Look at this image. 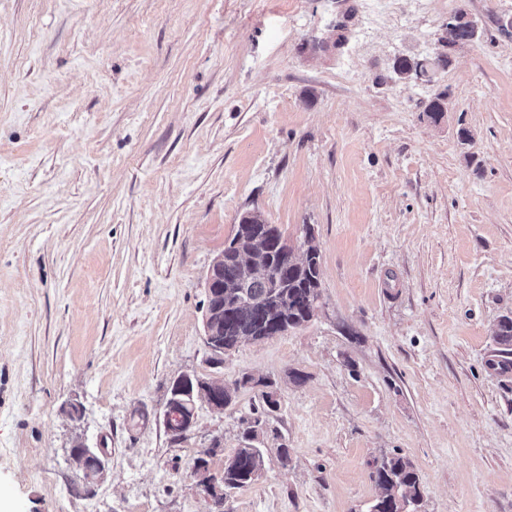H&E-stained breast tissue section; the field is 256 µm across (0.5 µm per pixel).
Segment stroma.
I'll return each mask as SVG.
<instances>
[{"instance_id": "obj_1", "label": "stroma", "mask_w": 512, "mask_h": 512, "mask_svg": "<svg viewBox=\"0 0 512 512\" xmlns=\"http://www.w3.org/2000/svg\"><path fill=\"white\" fill-rule=\"evenodd\" d=\"M461 9L477 40L428 80L394 73L446 52ZM509 18L512 0H0L11 512H211L194 461L243 446L261 378L264 476L224 512H369L397 454L419 512H512V372L489 365L512 315ZM250 210L291 241L312 227L321 305L214 366L204 278ZM183 372L242 386L176 437Z\"/></svg>"}]
</instances>
